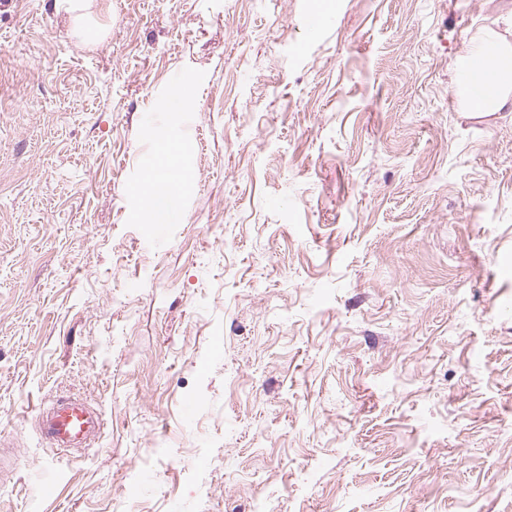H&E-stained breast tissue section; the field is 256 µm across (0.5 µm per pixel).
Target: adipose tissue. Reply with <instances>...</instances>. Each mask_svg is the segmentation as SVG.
<instances>
[{"mask_svg": "<svg viewBox=\"0 0 512 512\" xmlns=\"http://www.w3.org/2000/svg\"><path fill=\"white\" fill-rule=\"evenodd\" d=\"M512 75V42L485 32L476 33L471 49L456 65V84L464 107L475 111L512 110V85L502 78ZM179 145L165 141V161L149 172L135 192L146 201L140 221L159 226L182 219L179 205L184 183L179 165Z\"/></svg>", "mask_w": 512, "mask_h": 512, "instance_id": "1", "label": "adipose tissue"}]
</instances>
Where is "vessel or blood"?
<instances>
[{"label": "vessel or blood", "instance_id": "1", "mask_svg": "<svg viewBox=\"0 0 512 512\" xmlns=\"http://www.w3.org/2000/svg\"><path fill=\"white\" fill-rule=\"evenodd\" d=\"M39 425L49 445L68 452L87 447L100 433L102 419L85 401L65 398L40 413Z\"/></svg>", "mask_w": 512, "mask_h": 512}]
</instances>
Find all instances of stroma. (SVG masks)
Segmentation results:
<instances>
[{
  "mask_svg": "<svg viewBox=\"0 0 512 512\" xmlns=\"http://www.w3.org/2000/svg\"><path fill=\"white\" fill-rule=\"evenodd\" d=\"M511 15L0 0V512H512V112L453 86ZM162 144L165 162L144 176L134 190L147 202L146 209L138 215L139 220L154 227L178 224L182 219L179 198L184 177L179 165L180 147L170 139ZM39 425L49 445L68 452L87 447L100 433L102 419L82 399L65 398L39 414Z\"/></svg>",
  "mask_w": 512,
  "mask_h": 512,
  "instance_id": "obj_1",
  "label": "stroma"
}]
</instances>
